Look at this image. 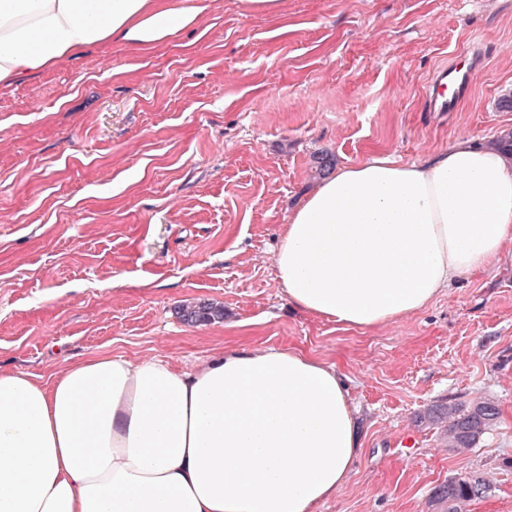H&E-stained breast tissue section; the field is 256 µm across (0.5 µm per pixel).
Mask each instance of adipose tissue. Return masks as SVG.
I'll return each instance as SVG.
<instances>
[{
  "instance_id": "obj_1",
  "label": "adipose tissue",
  "mask_w": 512,
  "mask_h": 512,
  "mask_svg": "<svg viewBox=\"0 0 512 512\" xmlns=\"http://www.w3.org/2000/svg\"><path fill=\"white\" fill-rule=\"evenodd\" d=\"M199 0H0V83L112 40L144 51ZM290 304L371 328L455 279L512 265V162L459 137L425 160L339 169L275 256ZM358 425L335 366L233 348L181 373L97 354L51 383L0 370V512H314L348 480Z\"/></svg>"
}]
</instances>
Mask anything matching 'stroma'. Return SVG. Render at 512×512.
I'll list each match as a JSON object with an SVG mask.
<instances>
[{"instance_id": "1", "label": "stroma", "mask_w": 512, "mask_h": 512, "mask_svg": "<svg viewBox=\"0 0 512 512\" xmlns=\"http://www.w3.org/2000/svg\"><path fill=\"white\" fill-rule=\"evenodd\" d=\"M200 3L149 51L103 41L0 83V368L48 383L95 354L192 372L230 347L296 349L336 365L359 410L361 451L316 512H433L451 477L491 486L467 512H512V266L346 328L291 308L274 262L318 156L414 163L512 131V0ZM475 50L471 98L424 111L435 69ZM200 301L223 320L184 322ZM487 398L501 418L464 454L414 421Z\"/></svg>"}]
</instances>
